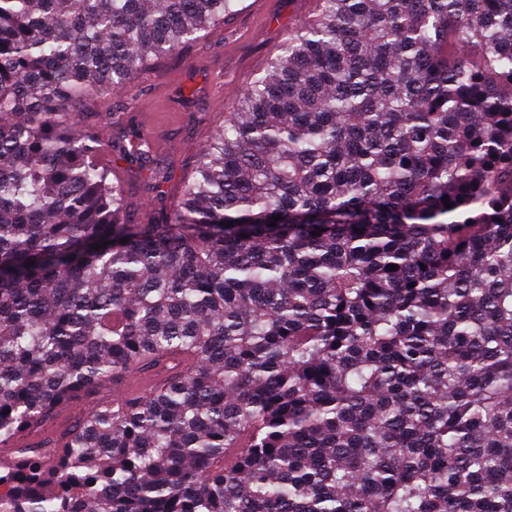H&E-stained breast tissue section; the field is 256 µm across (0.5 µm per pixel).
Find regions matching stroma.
Returning <instances> with one entry per match:
<instances>
[{
	"instance_id": "1",
	"label": "stroma",
	"mask_w": 512,
	"mask_h": 512,
	"mask_svg": "<svg viewBox=\"0 0 512 512\" xmlns=\"http://www.w3.org/2000/svg\"><path fill=\"white\" fill-rule=\"evenodd\" d=\"M313 2L261 0L258 14L242 19L237 34H208L181 55L155 60L144 78L126 88L98 95L81 116V126L108 140L117 133L113 115L138 122L143 113H158L155 135L176 168H183L222 124L227 87L239 92L263 75L286 28L310 15Z\"/></svg>"
}]
</instances>
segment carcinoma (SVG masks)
I'll return each mask as SVG.
<instances>
[{
  "instance_id": "carcinoma-1",
  "label": "carcinoma",
  "mask_w": 512,
  "mask_h": 512,
  "mask_svg": "<svg viewBox=\"0 0 512 512\" xmlns=\"http://www.w3.org/2000/svg\"><path fill=\"white\" fill-rule=\"evenodd\" d=\"M233 5L0 0V512H512V0H319L171 206L73 118ZM112 179H117L118 181H128L131 179V196H130V204H131V223L132 224H147L149 221V210L150 203L151 207L153 204V193L151 188H149V182L144 177V175L138 178H131L130 173L127 170L126 166H122L116 169V172H113ZM154 384V378L140 374H128L119 383L118 392L122 395H146Z\"/></svg>"
}]
</instances>
